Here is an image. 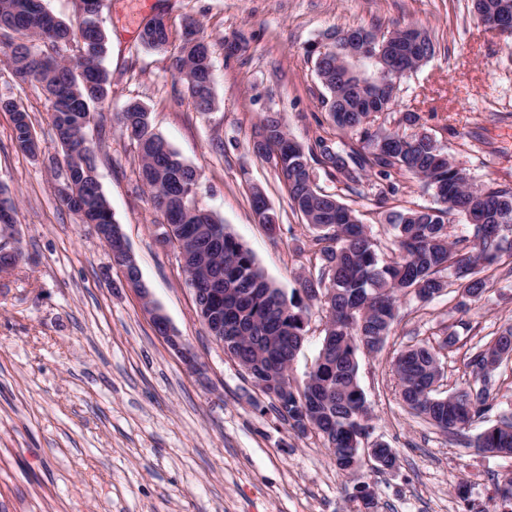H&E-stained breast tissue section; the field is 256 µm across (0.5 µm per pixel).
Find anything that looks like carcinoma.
<instances>
[{
  "label": "carcinoma",
  "mask_w": 512,
  "mask_h": 512,
  "mask_svg": "<svg viewBox=\"0 0 512 512\" xmlns=\"http://www.w3.org/2000/svg\"><path fill=\"white\" fill-rule=\"evenodd\" d=\"M101 7L102 0H79V20L73 24L51 14L43 0H0V37H8L0 40V55L18 82L40 84L52 102L54 136L71 172L70 194L62 196L63 202L75 211L87 208L88 218L97 224H112L100 186L85 178V169L94 167L87 130L97 107L112 97L110 74L103 66L108 47L98 21ZM472 8L484 26L512 36V0H472ZM357 31L372 42L364 53L323 56L309 50L326 91L322 104L336 129L356 136L346 148L319 139L317 162L348 188L362 185L369 172L385 181L373 194L374 206L395 231L394 256L384 257L355 209L319 186L305 149L270 113L252 150L283 176L293 211L317 232L318 272L300 276L299 288L289 299L224 224L188 195L198 184L197 171L150 131L148 108L129 101L119 117L121 128L136 143L140 178L170 225L163 242L184 250L188 281L208 293L209 305L224 318V351L253 382L292 366L304 340L303 300L320 301L325 323L318 357L302 389L293 390L285 380L275 386L274 408L296 433L321 436L336 468L349 477L356 475L358 463L353 450L373 429L358 382V355L382 348L396 319L397 297L429 302L455 285L465 311L488 291L486 271L501 265L505 256L512 259V188L470 186L466 170L429 133L376 129L372 113L364 111L371 89L378 85L385 87L387 110L396 106L406 74L436 53L428 31L397 24L382 32L379 42L374 41L376 30ZM170 38L169 27H155L150 20L139 34L141 44L151 50L167 49ZM201 39L199 23L187 20L174 69L197 111L210 112L216 106L213 61L212 54L197 52L195 41ZM0 106L13 114L16 146L30 152L34 132L29 114L11 101ZM406 175L432 192L435 205L401 211L388 207L399 193V177ZM252 207L259 222L273 232L277 219L266 199L252 195ZM457 217L473 227V234L451 242L448 224ZM435 341L434 346L420 341L396 357L400 397L440 431L461 437L493 408L492 379L502 363L501 351L512 347V323L470 357L473 381L444 397L432 388L441 378L436 349L454 348L460 336L447 325ZM466 445L512 455V417H499ZM497 496L501 506L512 507V473L499 481Z\"/></svg>",
  "instance_id": "1"
}]
</instances>
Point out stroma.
I'll return each mask as SVG.
<instances>
[{
	"mask_svg": "<svg viewBox=\"0 0 512 512\" xmlns=\"http://www.w3.org/2000/svg\"><path fill=\"white\" fill-rule=\"evenodd\" d=\"M468 0H104L100 21L112 97L87 132L101 189L138 262L154 303L198 357L190 372L156 332L91 226L60 198L64 153L40 86L18 84L0 60V100L27 110L37 156L13 139L0 107V186L17 204L22 259L0 278V512H360L356 482L370 485L375 512H491L495 487L512 458L451 440L400 400L394 360L439 326L466 322L460 341L439 353L440 394L471 381L467 362L512 322V276L493 271L488 293L468 312L456 292L428 303L399 298L382 349L358 356V381L372 418V440L397 465L361 461L359 480L332 463L315 433L297 435L271 409L245 371L202 322L181 260L157 235L163 217L139 177L140 158L118 115L138 100L152 128L199 174L198 202L248 248L284 293L311 269L314 232L290 206L273 165L252 151L268 113H277L306 151L318 139L350 142L323 106L324 89L307 53L327 34L351 27L419 23L435 56L400 85L396 111L377 117L398 127L417 112L431 134L480 183L512 187V37L478 24ZM167 18L173 38L185 19L201 24L214 61L213 111H196L174 74L171 53L144 48L151 16ZM317 181L358 210L381 250L393 231L371 201L377 177L351 192L324 170ZM261 189L278 216L269 234L251 205ZM304 342L290 372L301 386L324 337L325 312L310 301ZM466 484L467 498L456 493Z\"/></svg>",
	"mask_w": 512,
	"mask_h": 512,
	"instance_id": "35a3bbf8",
	"label": "stroma"
}]
</instances>
